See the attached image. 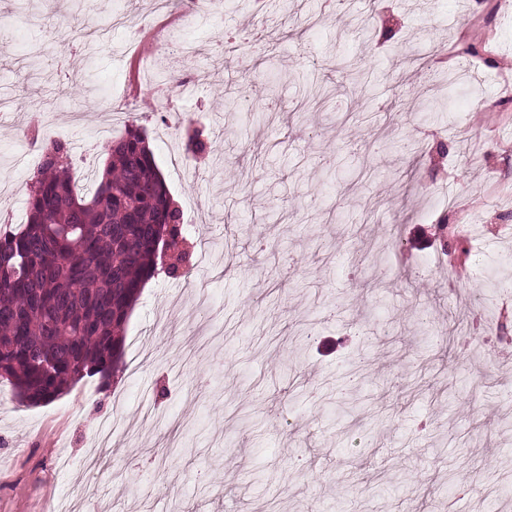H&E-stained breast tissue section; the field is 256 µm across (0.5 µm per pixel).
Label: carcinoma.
<instances>
[{"label":"carcinoma","instance_id":"cac0c4a2","mask_svg":"<svg viewBox=\"0 0 512 512\" xmlns=\"http://www.w3.org/2000/svg\"><path fill=\"white\" fill-rule=\"evenodd\" d=\"M70 158L69 142L45 143L27 222L0 225V379L25 407L85 378L111 386L129 311L157 274L166 226L187 239L144 128L132 123L111 142L89 196L75 190ZM362 370L336 388L337 402L350 404Z\"/></svg>","mask_w":512,"mask_h":512}]
</instances>
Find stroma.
Wrapping results in <instances>:
<instances>
[{
    "label": "stroma",
    "instance_id": "1",
    "mask_svg": "<svg viewBox=\"0 0 512 512\" xmlns=\"http://www.w3.org/2000/svg\"><path fill=\"white\" fill-rule=\"evenodd\" d=\"M324 8L0 0V216L26 221L31 127L71 142L77 176L107 159L101 128L132 111L190 250L186 273L144 287L110 391L84 379L26 408L0 380V512H67L78 495L105 512H496L512 498V99L498 91L512 11ZM132 10L195 44L173 73L200 81L197 99L160 101L151 50L114 23ZM474 19L487 37L449 83L448 41ZM487 105L503 115L491 131L474 119ZM177 111L207 114L209 145L178 167ZM477 292L498 299L496 336L448 347ZM355 362L352 427L327 394ZM108 422L91 482L82 458Z\"/></svg>",
    "mask_w": 512,
    "mask_h": 512
}]
</instances>
